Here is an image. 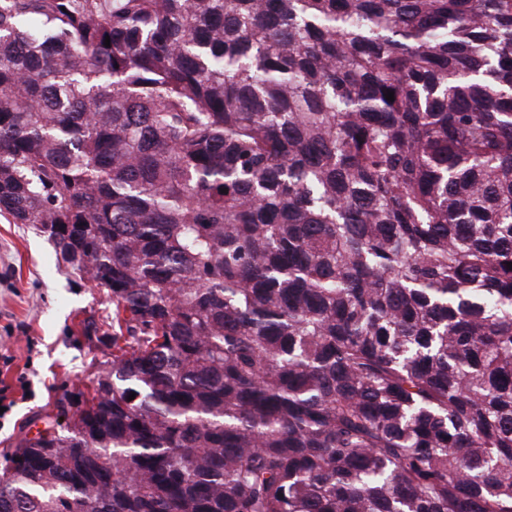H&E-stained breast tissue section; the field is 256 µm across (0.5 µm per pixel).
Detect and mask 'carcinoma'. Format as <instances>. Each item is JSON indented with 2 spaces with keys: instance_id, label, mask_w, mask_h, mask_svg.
<instances>
[{
  "instance_id": "1",
  "label": "carcinoma",
  "mask_w": 512,
  "mask_h": 512,
  "mask_svg": "<svg viewBox=\"0 0 512 512\" xmlns=\"http://www.w3.org/2000/svg\"><path fill=\"white\" fill-rule=\"evenodd\" d=\"M0 215L112 301L0 512H512V0H0Z\"/></svg>"
}]
</instances>
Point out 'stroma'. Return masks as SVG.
Masks as SVG:
<instances>
[{"mask_svg": "<svg viewBox=\"0 0 512 512\" xmlns=\"http://www.w3.org/2000/svg\"><path fill=\"white\" fill-rule=\"evenodd\" d=\"M111 301L58 260L32 226L0 218V454L51 422L112 360ZM95 320L99 334L83 332Z\"/></svg>", "mask_w": 512, "mask_h": 512, "instance_id": "stroma-1", "label": "stroma"}]
</instances>
